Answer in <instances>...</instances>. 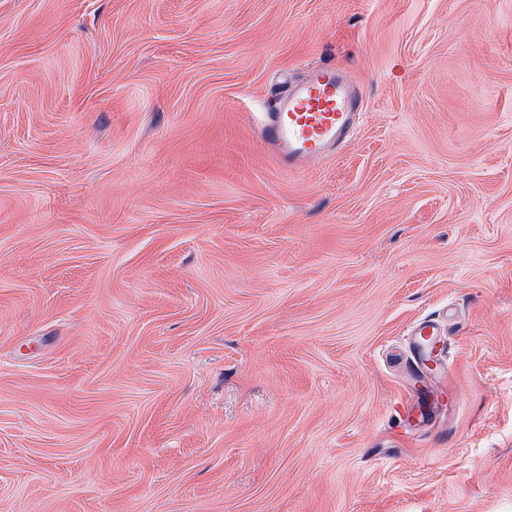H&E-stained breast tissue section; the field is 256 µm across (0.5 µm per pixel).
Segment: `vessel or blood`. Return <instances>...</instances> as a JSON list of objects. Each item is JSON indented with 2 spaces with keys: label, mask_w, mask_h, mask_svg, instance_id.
Instances as JSON below:
<instances>
[{
  "label": "vessel or blood",
  "mask_w": 512,
  "mask_h": 512,
  "mask_svg": "<svg viewBox=\"0 0 512 512\" xmlns=\"http://www.w3.org/2000/svg\"><path fill=\"white\" fill-rule=\"evenodd\" d=\"M360 109L359 93L345 71L323 63L312 67L303 82L268 98L259 131L273 158L300 168L344 142Z\"/></svg>",
  "instance_id": "obj_1"
}]
</instances>
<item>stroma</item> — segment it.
<instances>
[{"mask_svg":"<svg viewBox=\"0 0 512 512\" xmlns=\"http://www.w3.org/2000/svg\"><path fill=\"white\" fill-rule=\"evenodd\" d=\"M0 512H512V0H0ZM361 99L347 74L333 64L310 68L305 80L275 91L259 125L273 158L301 168L345 141L360 115Z\"/></svg>","mask_w":512,"mask_h":512,"instance_id":"1","label":"stroma"}]
</instances>
